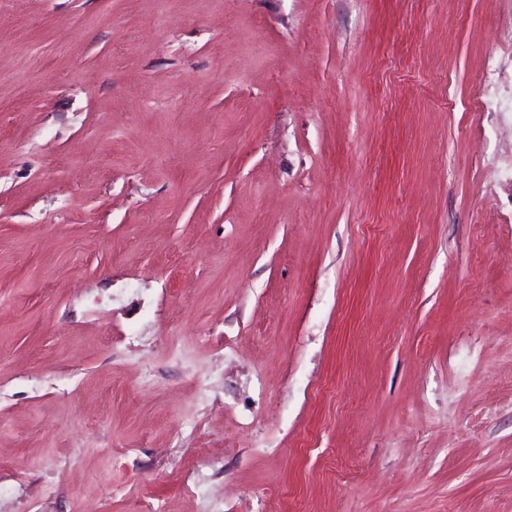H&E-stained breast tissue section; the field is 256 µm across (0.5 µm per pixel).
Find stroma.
I'll use <instances>...</instances> for the list:
<instances>
[{"mask_svg":"<svg viewBox=\"0 0 512 512\" xmlns=\"http://www.w3.org/2000/svg\"><path fill=\"white\" fill-rule=\"evenodd\" d=\"M0 512H512V0H0Z\"/></svg>","mask_w":512,"mask_h":512,"instance_id":"35a3bbf8","label":"stroma"}]
</instances>
